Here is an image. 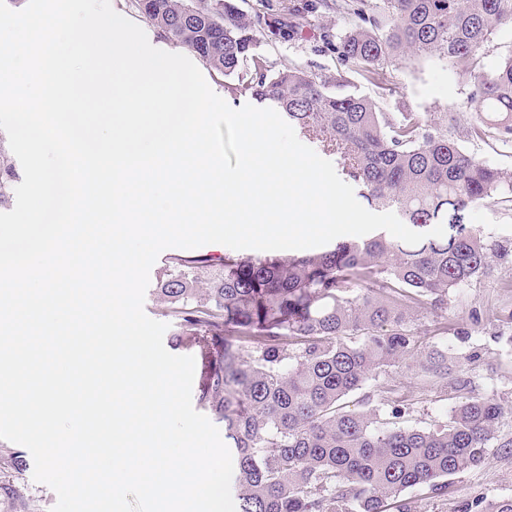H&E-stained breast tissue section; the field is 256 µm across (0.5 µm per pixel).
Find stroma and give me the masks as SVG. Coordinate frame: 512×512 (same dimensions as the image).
I'll return each mask as SVG.
<instances>
[{
	"label": "stroma",
	"mask_w": 512,
	"mask_h": 512,
	"mask_svg": "<svg viewBox=\"0 0 512 512\" xmlns=\"http://www.w3.org/2000/svg\"><path fill=\"white\" fill-rule=\"evenodd\" d=\"M330 16H316L301 38L293 41L263 39L261 53L278 66L301 63L334 70L333 57L315 52L323 29L333 27ZM396 97L429 119L452 113L454 128L463 131L471 114L463 106L468 87L446 62L423 57L400 67L395 73ZM468 222L484 229L487 236L507 247L495 260L490 274L464 286L448 301L444 322L432 314H421L415 327L430 343L458 362L454 379L448 384L426 387L406 368L392 369L390 381L399 395L413 408V423L426 426L446 420L449 406L463 396L461 380L479 394L497 399L505 413L497 428L498 436L512 437V205L479 203L468 212ZM0 456L14 457L15 496H0V512H51L57 501L47 485L34 481V461L23 446L0 439ZM483 497H512V456L490 450L485 462L448 481V493L441 498L423 500L424 512H457L466 501Z\"/></svg>",
	"instance_id": "obj_1"
}]
</instances>
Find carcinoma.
I'll return each instance as SVG.
<instances>
[{"instance_id": "cac0c4a2", "label": "carcinoma", "mask_w": 512, "mask_h": 512, "mask_svg": "<svg viewBox=\"0 0 512 512\" xmlns=\"http://www.w3.org/2000/svg\"><path fill=\"white\" fill-rule=\"evenodd\" d=\"M243 13L232 0H127L215 74L234 97L271 102L309 142L336 159L338 176L375 209L441 237L416 245L377 230L363 240L277 256L168 257L155 295L173 325L171 343L201 346V410L224 423L236 460V512H419L415 488L448 493V478L476 467L504 408L472 392L448 418L410 426L413 410L380 382L412 362L448 379V356L413 328L429 311L443 320L448 299L486 275L500 245L467 223L469 209L496 203L512 175L466 152L451 117L427 121L402 105L393 70L423 56L467 78L469 141L512 149V54L493 63L490 46L512 30V0H260ZM336 17L318 52L336 57L323 75L281 69L258 51L259 35L293 40L315 15ZM371 86L360 92L355 78ZM19 169L0 135V206ZM375 389L348 409L351 395ZM497 440V439H495ZM512 453V438L497 440ZM460 512H512V498L481 497Z\"/></svg>"}]
</instances>
